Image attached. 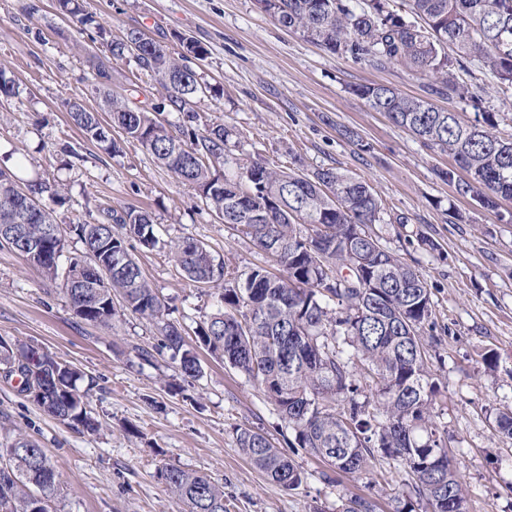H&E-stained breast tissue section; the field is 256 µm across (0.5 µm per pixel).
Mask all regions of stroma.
I'll return each instance as SVG.
<instances>
[{
	"instance_id": "obj_1",
	"label": "stroma",
	"mask_w": 512,
	"mask_h": 512,
	"mask_svg": "<svg viewBox=\"0 0 512 512\" xmlns=\"http://www.w3.org/2000/svg\"><path fill=\"white\" fill-rule=\"evenodd\" d=\"M0 0V66L20 94L0 99V159L17 180L59 181L64 203L43 198L66 232L65 253L83 245L68 227L103 207L147 210L157 228L155 247L133 246L146 279L164 301L167 319L195 346L200 378L184 381L169 351L141 364L136 347L159 343V325L115 301L111 327L80 319L60 284L0 246V340L20 342L70 363L97 381L89 408L98 432L72 429L20 391L18 377L0 373V437L35 439L57 472V512H186L158 476L163 464L205 474L224 486L227 512H342L348 498L374 501L376 512H401L409 490L396 464L377 458L367 477L332 475L303 449L287 454L305 473L286 490L240 453L235 430L258 427L283 446L280 422L263 392L199 345L197 331L219 307L217 293L190 284L171 245L202 242L220 261L241 271L267 258L241 233L218 222L194 189L140 144L122 142L111 155L86 140L63 108L78 98L90 109L95 94L90 56H109L107 43L62 16L55 0ZM110 36L131 29L180 52V37L208 50L193 68L209 91L198 104L199 125L215 121L232 130L244 159L280 169L312 172L333 167L367 182L382 202L385 220L370 232L414 266L431 292L435 341L430 349L443 394L436 410L448 430V453L460 466L468 512H512V445L493 418L512 409V200L488 210L456 195L439 170L448 154L370 109L353 86L382 84L457 113L499 115L497 131L512 137V98L496 91L486 68L471 78L486 90L480 106L431 94L426 77L399 65L376 68L333 54L281 27L254 0H84ZM113 90L131 106L151 108L163 94L151 73L130 56L110 58ZM459 211L463 221L451 213ZM403 215L405 223L389 218ZM436 243L429 251L418 242ZM499 356L496 370L482 356Z\"/></svg>"
}]
</instances>
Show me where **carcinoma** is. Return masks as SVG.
Wrapping results in <instances>:
<instances>
[{
  "label": "carcinoma",
  "mask_w": 512,
  "mask_h": 512,
  "mask_svg": "<svg viewBox=\"0 0 512 512\" xmlns=\"http://www.w3.org/2000/svg\"><path fill=\"white\" fill-rule=\"evenodd\" d=\"M392 0H255L282 27L329 52L375 67L400 64L427 77L431 92L463 103L482 102L484 87L461 76L463 62L479 61L497 77L499 89L512 92V0H406L410 18ZM60 14L85 29L107 32L83 0H56ZM185 52L174 54L161 42L130 30L110 43L111 55H131L152 73L165 91L152 107L174 112L188 128L189 139L171 133L149 113L129 105L112 91L109 59L93 57L95 91L101 111L129 141L146 148L159 164L191 185L224 223L237 229L268 254L277 272L254 267L237 278L206 246L191 238L174 243L173 259L192 283L218 286L221 308L198 337L224 362L257 385L281 424L291 434L288 446L302 448L331 471L368 474L376 456L405 468L411 496L430 512H467V488L457 463L442 444L445 426L436 420L439 393L425 335L432 316L429 288L422 276L384 247L365 226L380 220L382 203L371 186L334 168L312 173L276 170L258 160L235 156L232 132L212 123L200 132L197 102L207 92L201 77L187 65L204 59L206 49L189 37L179 38ZM353 92L385 113L398 127L452 156L456 167L441 172L462 197L495 210L512 199V138L497 134V113L482 112L471 124L429 101L380 84L359 85ZM19 95L18 85L0 68V97ZM72 124L89 141L112 154L120 142L96 138L99 112L78 100L63 103ZM228 164L238 173L229 177ZM461 169L467 178L458 177ZM10 172L0 169V227L17 223L3 197L16 191ZM25 189L59 203L61 187L45 180ZM55 224L43 208L23 224L24 239L46 249L48 258L32 261L52 280L63 277L70 305L84 307L80 318L107 325L116 315L112 293L126 309L162 324L161 348L171 352L184 379L202 374L195 349L177 326L164 321L166 306L138 263L116 268L108 287H82L89 255L129 253L128 240L145 248L157 243L151 216L134 208L107 207L88 213L70 226L84 254L64 256V238L47 233ZM0 364L7 373L31 375L24 395L63 424L87 432L99 429L87 410L93 377L24 343L0 341ZM236 445L252 466L285 489L298 487L301 471L267 434L252 427L236 430ZM169 491L188 512H226L224 486L205 476L166 464L159 468ZM56 477L45 450L17 434L0 442V512H35L36 499L53 507Z\"/></svg>",
  "instance_id": "cac0c4a2"
}]
</instances>
